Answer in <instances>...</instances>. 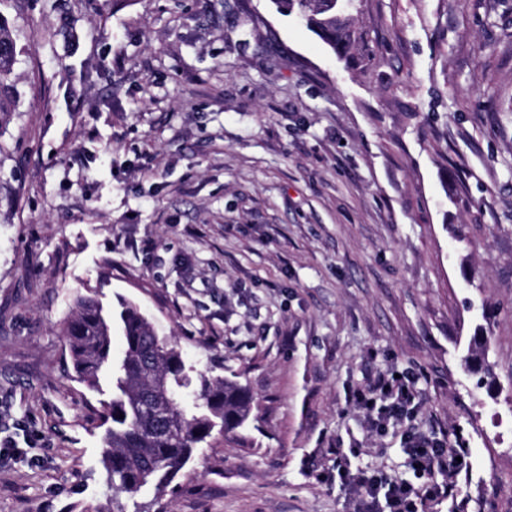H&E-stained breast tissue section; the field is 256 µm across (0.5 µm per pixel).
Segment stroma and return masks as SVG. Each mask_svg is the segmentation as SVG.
Masks as SVG:
<instances>
[{
	"label": "stroma",
	"instance_id": "35a3bbf8",
	"mask_svg": "<svg viewBox=\"0 0 512 512\" xmlns=\"http://www.w3.org/2000/svg\"><path fill=\"white\" fill-rule=\"evenodd\" d=\"M348 17L340 57L271 0H0V409L35 442L0 512L128 502L60 333L91 293L253 397L144 512H353L337 444L418 486L411 431L466 445L471 512H512V0ZM403 370L416 406L367 429L352 392ZM17 45L10 27L0 21V115L12 112L11 77L17 63Z\"/></svg>",
	"mask_w": 512,
	"mask_h": 512
}]
</instances>
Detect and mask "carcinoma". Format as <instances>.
<instances>
[{
  "instance_id": "1",
  "label": "carcinoma",
  "mask_w": 512,
  "mask_h": 512,
  "mask_svg": "<svg viewBox=\"0 0 512 512\" xmlns=\"http://www.w3.org/2000/svg\"><path fill=\"white\" fill-rule=\"evenodd\" d=\"M272 3L296 14L337 55L349 49L353 32L332 0ZM16 63L13 32L0 21V115L14 106ZM115 329L123 339L117 356L112 353ZM60 332L81 382L100 393V376L110 377L109 398L103 401L111 422L103 437V463L108 485L132 500L147 486L165 491L201 444L216 434H234L249 420L252 396L246 387L224 378H193L181 352L157 336L130 302H119L115 311L94 296H80ZM463 362L492 376L483 353L469 351Z\"/></svg>"
}]
</instances>
